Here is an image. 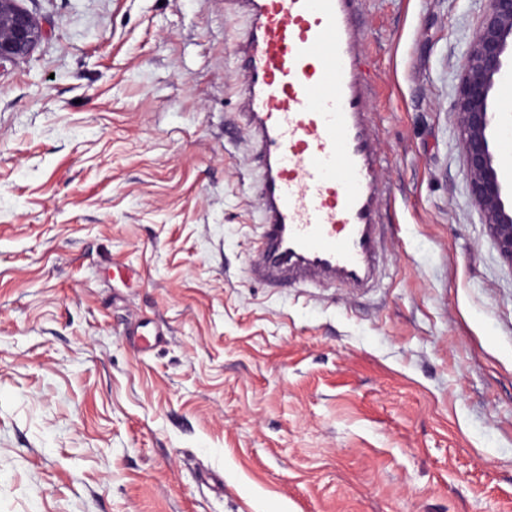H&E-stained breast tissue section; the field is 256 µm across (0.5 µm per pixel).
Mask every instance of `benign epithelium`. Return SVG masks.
<instances>
[{
    "label": "benign epithelium",
    "instance_id": "benign-epithelium-1",
    "mask_svg": "<svg viewBox=\"0 0 512 512\" xmlns=\"http://www.w3.org/2000/svg\"><path fill=\"white\" fill-rule=\"evenodd\" d=\"M16 0H0V65L26 57L44 37ZM512 72V0H486L460 64L454 112L469 193L501 257L512 267V183L493 151L495 89Z\"/></svg>",
    "mask_w": 512,
    "mask_h": 512
}]
</instances>
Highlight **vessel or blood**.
Segmentation results:
<instances>
[{"label": "vessel or blood", "instance_id": "obj_1", "mask_svg": "<svg viewBox=\"0 0 512 512\" xmlns=\"http://www.w3.org/2000/svg\"><path fill=\"white\" fill-rule=\"evenodd\" d=\"M233 52L259 161L260 235L248 270L297 285L374 288L384 185L371 129L361 0H231Z\"/></svg>", "mask_w": 512, "mask_h": 512}]
</instances>
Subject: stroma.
<instances>
[{
  "label": "stroma",
  "mask_w": 512,
  "mask_h": 512,
  "mask_svg": "<svg viewBox=\"0 0 512 512\" xmlns=\"http://www.w3.org/2000/svg\"><path fill=\"white\" fill-rule=\"evenodd\" d=\"M18 5L48 34L0 67V512H512V267L454 113L484 0H362L364 296L247 271L224 0Z\"/></svg>",
  "instance_id": "1"
}]
</instances>
